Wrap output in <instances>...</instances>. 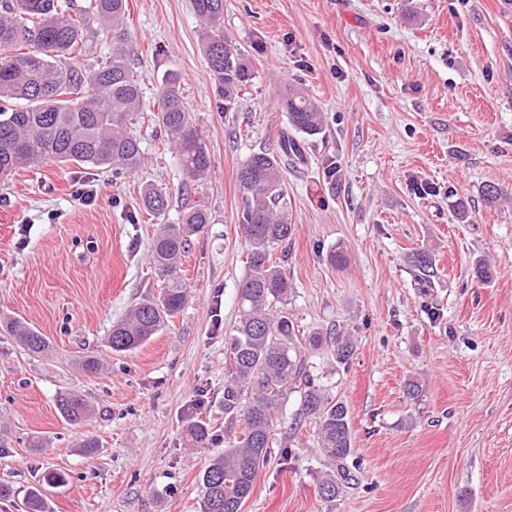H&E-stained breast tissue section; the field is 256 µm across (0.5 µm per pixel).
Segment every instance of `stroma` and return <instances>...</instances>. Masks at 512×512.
Segmentation results:
<instances>
[{"label": "stroma", "mask_w": 512, "mask_h": 512, "mask_svg": "<svg viewBox=\"0 0 512 512\" xmlns=\"http://www.w3.org/2000/svg\"><path fill=\"white\" fill-rule=\"evenodd\" d=\"M126 21L143 167L50 163L0 182V323L49 340L33 356L0 333V484L15 490L0 512H24L34 487L48 512H199L224 445L193 446L185 427L224 429L225 337L247 254L237 170L276 147L291 85L325 128L285 178L295 232L281 269L289 312L321 337L312 372L349 410L356 479L320 497L336 466L293 392L280 427L292 438L272 448L242 512H512V201L482 200L486 185L512 188V0H224V36L252 73L232 112L190 0H127ZM172 69L211 158L191 190L153 117ZM79 181L92 204L76 199ZM148 185L167 195L164 218L140 204ZM452 189L470 202L467 222L448 209ZM186 191L211 215L182 259L187 303L158 336L113 352V322L163 286L151 243ZM337 248L346 269L328 259ZM420 248L436 258L430 288L409 265ZM89 355L100 373L83 372ZM65 391L87 401L86 422H64ZM49 472L65 484H46Z\"/></svg>", "instance_id": "35a3bbf8"}]
</instances>
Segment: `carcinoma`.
<instances>
[{
    "mask_svg": "<svg viewBox=\"0 0 512 512\" xmlns=\"http://www.w3.org/2000/svg\"><path fill=\"white\" fill-rule=\"evenodd\" d=\"M191 5L203 22L208 68L224 111L229 112L250 79L248 61L224 39V0H191ZM125 13V0H89L74 16L63 0H0V180L50 162L127 172L141 167V140L128 130V120L143 111L144 103L125 50ZM95 24L111 31L117 41L111 58L88 68L78 56L85 53ZM28 45L31 49L22 50ZM280 107L295 133L307 138L322 134L323 113L302 90L288 88ZM155 118L176 149L183 175L192 182L206 181L210 157L183 101L180 76L174 72L163 81ZM303 161L301 141L285 133L277 150L253 152L238 169L243 191L238 227L248 244V256L238 288V319L225 338L224 433L237 428L240 439L224 445V452L205 468L200 512H241L268 460L283 405L299 388L302 415L315 419L320 447L336 461L337 476H322L319 495L326 501L336 499L338 480L350 478L345 465L352 451L349 411L329 399L307 369L298 329L287 309L292 283L273 257L275 246L290 240L295 231L283 172ZM141 201L151 213H166V194L158 188L146 186ZM448 206L459 221L468 219V203L451 188ZM208 223L207 208L186 197L178 222L160 226L152 257L165 287L158 297L142 300L112 325L108 346L113 351L142 346L183 310L187 288L178 275L181 258L189 238ZM409 259L419 284L433 287V256L418 249ZM4 331L30 353L42 354L49 348L48 339L22 321L6 323ZM57 408L73 425L89 414L85 400L74 393L60 394ZM187 434L201 446L217 441L202 421L189 425Z\"/></svg>",
    "mask_w": 512,
    "mask_h": 512,
    "instance_id": "carcinoma-1",
    "label": "carcinoma"
}]
</instances>
